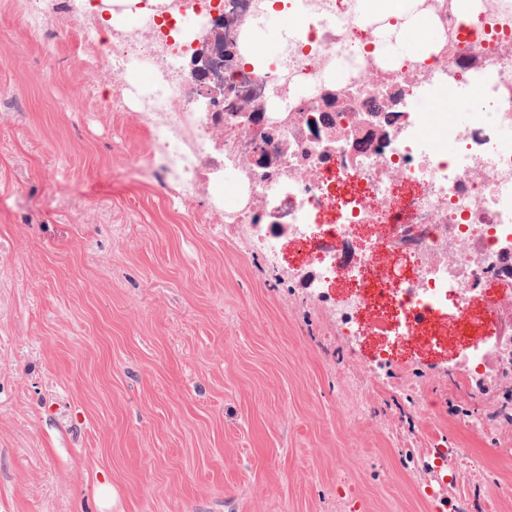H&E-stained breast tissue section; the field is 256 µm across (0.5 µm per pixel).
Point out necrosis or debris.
Returning <instances> with one entry per match:
<instances>
[{
  "label": "necrosis or debris",
  "mask_w": 512,
  "mask_h": 512,
  "mask_svg": "<svg viewBox=\"0 0 512 512\" xmlns=\"http://www.w3.org/2000/svg\"><path fill=\"white\" fill-rule=\"evenodd\" d=\"M267 5L135 0L137 29L108 40L96 21L112 0H23L20 12L48 46L49 12L78 22L88 61L131 94L148 128L140 174L175 182L173 206L207 183L212 215L253 251L274 262L284 241L305 249L310 287L344 293L345 330L384 329L403 346L432 334L445 311L465 330L477 294L499 289L485 311L497 339L470 340L461 374L512 371V0H477L476 33L457 0H413L436 32L414 60L367 43L358 0H287L310 23L260 63L253 40ZM199 27L233 46L215 95L210 71L182 69ZM135 59L146 87L128 80ZM449 105L463 122L446 125ZM442 125L445 142L434 135Z\"/></svg>",
  "instance_id": "necrosis-or-debris-1"
}]
</instances>
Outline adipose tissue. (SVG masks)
Here are the masks:
<instances>
[{"mask_svg":"<svg viewBox=\"0 0 512 512\" xmlns=\"http://www.w3.org/2000/svg\"><path fill=\"white\" fill-rule=\"evenodd\" d=\"M410 3L411 0H359L362 19L401 20L402 26L397 35L400 53L422 56L434 41V29L426 17L412 13Z\"/></svg>","mask_w":512,"mask_h":512,"instance_id":"obj_1","label":"adipose tissue"}]
</instances>
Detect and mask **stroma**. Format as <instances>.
Here are the masks:
<instances>
[{
    "label": "stroma",
    "mask_w": 512,
    "mask_h": 512,
    "mask_svg": "<svg viewBox=\"0 0 512 512\" xmlns=\"http://www.w3.org/2000/svg\"><path fill=\"white\" fill-rule=\"evenodd\" d=\"M0 0V512H512V375L460 343L376 363L226 224L134 175L145 124L77 23L45 53ZM456 481L429 495L432 449Z\"/></svg>",
    "instance_id": "obj_1"
}]
</instances>
